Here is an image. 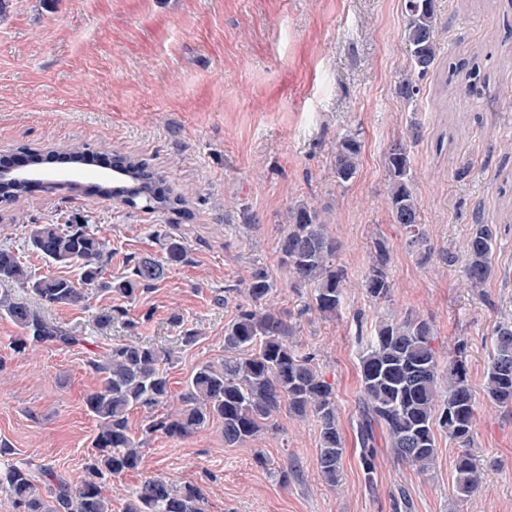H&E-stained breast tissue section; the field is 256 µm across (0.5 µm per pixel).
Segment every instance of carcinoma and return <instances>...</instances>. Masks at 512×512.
<instances>
[{"instance_id":"carcinoma-1","label":"carcinoma","mask_w":512,"mask_h":512,"mask_svg":"<svg viewBox=\"0 0 512 512\" xmlns=\"http://www.w3.org/2000/svg\"><path fill=\"white\" fill-rule=\"evenodd\" d=\"M403 30L407 67L396 91L407 100L419 93L416 77L437 63L436 0H403ZM361 157L359 134L350 133L336 144V179L356 178ZM122 170L139 181L125 196L133 207L149 211L177 210L185 203L179 195H156L157 174L139 158L121 159ZM387 206L392 223L405 233L409 248L417 249L426 262L432 252L421 203L413 186L411 160L404 143L391 146L386 158ZM287 228L278 241L280 260L290 273L313 288L317 311L336 315L345 302V271L335 262L338 242L317 210L298 204L288 208ZM164 255L131 259L129 274L118 281L102 280L109 263L107 242L84 224H33L28 247L45 260L63 266L77 265V281L65 277L36 276L21 254L0 246V279H8L33 294L39 306L0 293V311L19 329L14 350L31 344L79 348L86 337L47 320L40 307H80L88 291L115 294L133 301L161 281L166 271L185 260L187 249L177 237L164 234ZM497 232L491 224L476 223L463 246V284L485 287L494 274ZM374 255L363 288L374 304L390 301L394 288L390 277L391 254L386 241L373 242ZM272 284L263 273L252 276L246 301L224 326V359L204 362L185 381L179 407L163 415L154 410L171 399L166 354L150 342L114 343L100 357L88 361L100 375V386L87 395L86 409L98 422L92 447L95 453L86 476L72 485L50 467L44 480L35 479L28 464L8 463L0 468V492L12 499L17 512H112L106 496L109 481L143 465L142 443L132 433L130 415L144 414L146 430L182 439L215 420L224 429V444H242L259 434L277 429L282 410L298 418L313 417L319 425L316 466L321 477L336 484L345 455L338 428L335 393L319 374L312 359L288 341L287 316L269 303ZM107 321L120 320L135 331L140 321L128 316L123 306L110 308ZM358 338L365 349L360 360L359 414L355 426L358 462L369 489L375 487L378 438H384L394 459L428 473L438 454V436L460 448L455 460L453 491L459 501L481 485V473L468 451L474 439L476 399L468 379L464 344L444 362L433 347L434 326L420 316L385 315L363 330V316L356 315ZM484 397L499 408H512V322H501L493 331L492 354L485 373ZM206 490L188 484L171 489L160 476L146 477L128 496L124 512H205Z\"/></svg>"}]
</instances>
